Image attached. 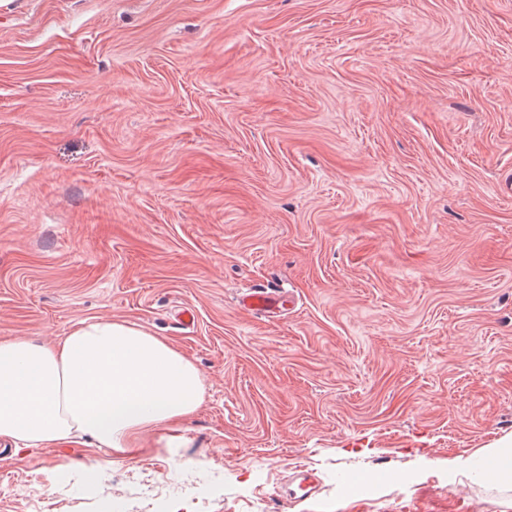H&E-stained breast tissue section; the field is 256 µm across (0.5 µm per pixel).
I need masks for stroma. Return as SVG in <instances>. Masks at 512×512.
<instances>
[{"instance_id":"obj_1","label":"stroma","mask_w":512,"mask_h":512,"mask_svg":"<svg viewBox=\"0 0 512 512\" xmlns=\"http://www.w3.org/2000/svg\"><path fill=\"white\" fill-rule=\"evenodd\" d=\"M98 317L202 405L0 512H512V0H0V337ZM283 297L275 290H252L244 294L240 306L248 312L271 311L284 306ZM457 467L475 470L477 477L488 483L512 484V437L502 439L496 448L485 449L479 461L448 460V470Z\"/></svg>"}]
</instances>
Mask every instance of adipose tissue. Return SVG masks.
I'll list each match as a JSON object with an SVG mask.
<instances>
[{
	"label": "adipose tissue",
	"instance_id": "adipose-tissue-1",
	"mask_svg": "<svg viewBox=\"0 0 512 512\" xmlns=\"http://www.w3.org/2000/svg\"><path fill=\"white\" fill-rule=\"evenodd\" d=\"M195 364L140 326L101 317L65 336L0 338V440L16 449L85 445L127 452L194 414ZM488 483H512V437L480 460H452Z\"/></svg>",
	"mask_w": 512,
	"mask_h": 512
}]
</instances>
